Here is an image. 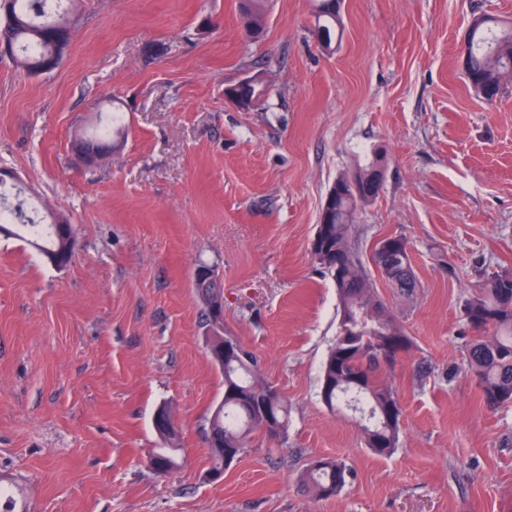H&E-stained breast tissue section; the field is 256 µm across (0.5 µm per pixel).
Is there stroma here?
<instances>
[{
    "label": "stroma",
    "mask_w": 512,
    "mask_h": 512,
    "mask_svg": "<svg viewBox=\"0 0 512 512\" xmlns=\"http://www.w3.org/2000/svg\"><path fill=\"white\" fill-rule=\"evenodd\" d=\"M310 3L271 0L255 42L239 0H80L55 70L0 56V169L75 237L56 267L0 235V478L28 512H512V406H485L463 316L481 277L512 270V84L489 103L461 69L473 14L512 20V0H344L332 53ZM253 74L270 92L243 110L224 88ZM115 110L127 138L86 168L72 138ZM374 150L385 180L354 238L365 260L405 238L417 280L401 297L367 269L413 342L385 371L403 409L389 457L321 402L339 311L310 252L329 187ZM201 263L224 334L290 405L285 437L254 434L218 481ZM163 406L168 473L148 463ZM318 456L350 470L324 501L296 484ZM206 265L207 264H204V263L197 265L196 270H195V274H194V283H195V288H196L195 290H196V293H197V301L201 305L202 314L205 316L206 327H209L208 331L211 333L210 334V336H211L212 332H213V329H214V323L216 322L215 318L212 315L211 302L213 300H215L216 298L223 297L224 296V292H223V289H221L220 292H215V288H210L208 285L203 287L204 282L198 283V280H197L198 270L201 267H204ZM201 288H204V289L202 290ZM202 292H204L205 294H209L210 295V299L207 300L206 296L203 295ZM210 336H208V338Z\"/></svg>",
    "instance_id": "obj_1"
}]
</instances>
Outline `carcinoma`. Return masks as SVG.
<instances>
[{"mask_svg":"<svg viewBox=\"0 0 512 512\" xmlns=\"http://www.w3.org/2000/svg\"><path fill=\"white\" fill-rule=\"evenodd\" d=\"M5 15L0 17V43L12 47L11 58L31 74L53 54L67 47L70 26L67 14L77 0H4ZM316 32L324 41L321 48L334 50L342 36L340 0H312ZM243 28L256 41L266 29L265 0H241ZM474 91L491 103L512 81V23L477 16L467 33L462 68ZM124 135L122 115L112 113L107 124L92 133L74 135L76 156L89 148L99 155L116 147ZM339 176L327 195H335L327 215L319 217L314 239L324 248L314 259L336 288L340 314L336 337L323 363L320 398L331 412L350 411L359 417L366 448L381 457L391 456L400 447L402 407L383 371L411 349V339L393 318L364 270L358 254L353 227L360 208L367 201L351 194ZM25 241L57 267L72 257L74 237L70 224H60L47 233L46 225L32 216L20 221ZM396 248L384 252L383 277L402 295L412 294L415 279L406 239L391 238ZM197 301L206 326L214 329L211 301L224 296L201 283H195ZM466 322L477 333L467 348V366L485 404L498 408L512 404V272L503 271L482 281L464 308ZM229 355L220 368L224 376V397L208 419L207 442L213 465L221 455L234 461L244 452L252 434L269 435L268 419L278 427L276 438L288 429V401L274 386L261 378L259 359L246 346L224 337ZM178 435L162 442L151 457L158 468L177 448ZM349 469L339 459L319 457L309 462L299 477L300 489L316 499L339 494Z\"/></svg>","mask_w":512,"mask_h":512,"instance_id":"cac0c4a2","label":"carcinoma"}]
</instances>
